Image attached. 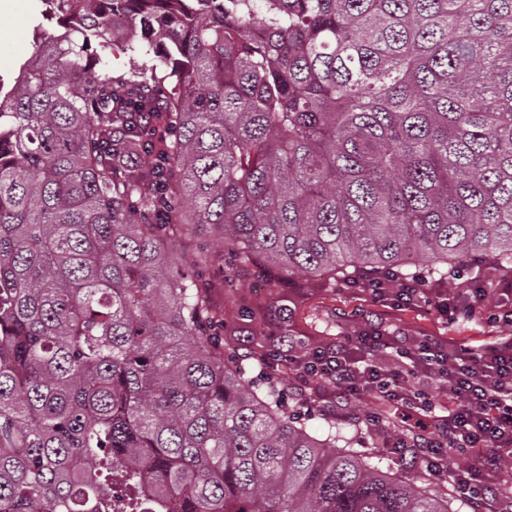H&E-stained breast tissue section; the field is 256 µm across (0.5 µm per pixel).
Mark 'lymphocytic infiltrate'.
Returning <instances> with one entry per match:
<instances>
[{
    "label": "lymphocytic infiltrate",
    "instance_id": "lymphocytic-infiltrate-1",
    "mask_svg": "<svg viewBox=\"0 0 512 512\" xmlns=\"http://www.w3.org/2000/svg\"><path fill=\"white\" fill-rule=\"evenodd\" d=\"M300 386L335 387L357 399H377L382 412L409 420L396 451L415 449L431 476L451 482L460 498L483 512H512V498L487 504L512 459V336L471 348L426 336L371 330L324 346L289 345L284 357ZM466 456L448 460V447Z\"/></svg>",
    "mask_w": 512,
    "mask_h": 512
}]
</instances>
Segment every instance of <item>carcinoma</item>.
<instances>
[{
	"label": "carcinoma",
	"instance_id": "cac0c4a2",
	"mask_svg": "<svg viewBox=\"0 0 512 512\" xmlns=\"http://www.w3.org/2000/svg\"><path fill=\"white\" fill-rule=\"evenodd\" d=\"M40 2L63 32L0 81V512H452L247 376L207 270H512V0ZM109 67L113 75L130 73L133 70L137 73L135 79L151 83V61L148 57L139 56L129 50L122 41H114L107 49Z\"/></svg>",
	"mask_w": 512,
	"mask_h": 512
}]
</instances>
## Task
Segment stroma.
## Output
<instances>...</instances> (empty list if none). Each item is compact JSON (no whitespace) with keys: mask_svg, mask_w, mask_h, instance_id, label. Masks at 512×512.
I'll list each match as a JSON object with an SVG mask.
<instances>
[{"mask_svg":"<svg viewBox=\"0 0 512 512\" xmlns=\"http://www.w3.org/2000/svg\"><path fill=\"white\" fill-rule=\"evenodd\" d=\"M40 10L39 0H7L0 8L1 78L15 76L20 62L33 51L35 32L46 37L60 34L57 21L42 20ZM273 275L270 268H250L239 277L237 288L220 289L213 295L215 302L224 307L225 344L245 357L252 368L258 365L253 332L259 325L272 333L265 348L272 361L287 349L292 337L321 345L368 329H399L412 336H433L477 347L499 333L487 323L484 312L451 323L426 304L406 307L392 299L373 302L363 286V276L357 273L347 280L296 277L281 285L274 283ZM276 378L286 405L303 404L302 416L313 433L324 434L331 426L345 429L350 447L399 468L397 457L388 450L392 430L372 434L365 413L353 412L350 403L338 398L334 389H318L305 400L287 368H280Z\"/></svg>","mask_w":512,"mask_h":512,"instance_id":"obj_1","label":"stroma"}]
</instances>
